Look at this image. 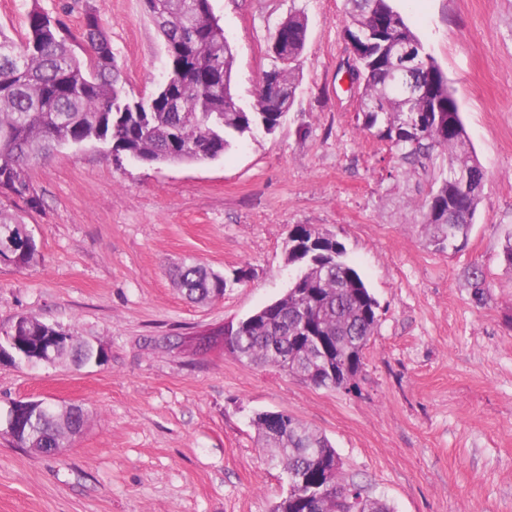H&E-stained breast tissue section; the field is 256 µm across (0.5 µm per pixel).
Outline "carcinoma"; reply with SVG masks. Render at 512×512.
<instances>
[{
	"instance_id": "obj_1",
	"label": "carcinoma",
	"mask_w": 512,
	"mask_h": 512,
	"mask_svg": "<svg viewBox=\"0 0 512 512\" xmlns=\"http://www.w3.org/2000/svg\"><path fill=\"white\" fill-rule=\"evenodd\" d=\"M165 42L180 51L170 58L167 83L137 97L118 85L112 43L94 9L85 12L79 33L57 13L33 4L24 36L0 32V195L41 205L28 170L65 145L94 141L143 162L200 163L224 156L245 134L274 131L295 101L294 71L304 49L307 23L293 14L278 28L281 49L263 74L253 105L232 92L234 56L211 0H144ZM344 29L351 41H369L359 65L363 81L359 111L362 129L381 126L379 136L404 161L448 153V175L422 204L432 241L452 250L467 241L482 192L462 190L461 172L485 178L468 150L458 104L435 59L390 0H346ZM290 237L287 261L299 266L285 296L240 320L233 350L247 365L272 364L317 387H343L348 372L360 370L379 323V303L358 270L345 258L336 237L299 225ZM36 240L16 214L0 207V262L26 269L37 262ZM175 281L192 301L224 293V276L191 261L176 269ZM54 327L37 319L6 336H50ZM61 353L78 364L90 358V341L70 336ZM88 420L81 405L53 404L30 425L20 442L41 454L67 448ZM262 451L293 476L274 512H319L321 491L336 500V512H393L346 479L331 442L299 419L271 423V412L256 414Z\"/></svg>"
}]
</instances>
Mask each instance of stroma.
Segmentation results:
<instances>
[{
  "mask_svg": "<svg viewBox=\"0 0 512 512\" xmlns=\"http://www.w3.org/2000/svg\"><path fill=\"white\" fill-rule=\"evenodd\" d=\"M36 2L75 31L96 9L127 90L151 94L165 77L143 0H0V31L21 37ZM392 4L454 89L486 175L464 247L430 245L422 224L447 154L403 164L361 128L359 88L338 69L344 0H213L245 103L271 66L277 25L307 19L295 104L274 133L202 164L63 147L29 171L39 211L0 203L40 251L25 270L0 262V331L32 316L107 353L81 368L0 362L1 409L51 398L89 411L58 455L0 436V512H273L287 478L259 448L262 411L327 437L346 478L394 512H512V272L501 259L512 235V0ZM299 224L336 235L380 304L350 389L195 348L286 293ZM188 259L224 275L223 296L185 297L172 273Z\"/></svg>",
  "mask_w": 512,
  "mask_h": 512,
  "instance_id": "stroma-1",
  "label": "stroma"
}]
</instances>
